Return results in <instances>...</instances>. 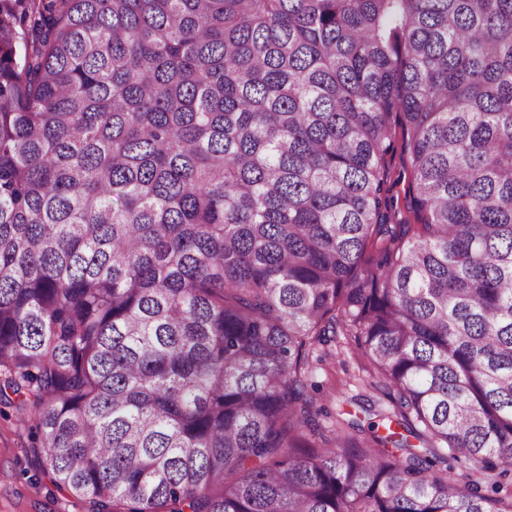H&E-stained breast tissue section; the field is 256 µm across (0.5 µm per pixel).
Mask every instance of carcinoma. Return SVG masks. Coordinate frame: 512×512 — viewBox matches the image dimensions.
<instances>
[{
	"label": "carcinoma",
	"instance_id": "obj_1",
	"mask_svg": "<svg viewBox=\"0 0 512 512\" xmlns=\"http://www.w3.org/2000/svg\"><path fill=\"white\" fill-rule=\"evenodd\" d=\"M0 398L91 512H512V0H0ZM362 366L361 356L352 347H337L336 355L314 360L312 380L320 385V390L315 395L318 407L328 412L331 417H336V412L359 414L361 424L367 429V415L351 399L357 396L366 405L378 400L384 404L382 395L368 385Z\"/></svg>",
	"mask_w": 512,
	"mask_h": 512
}]
</instances>
